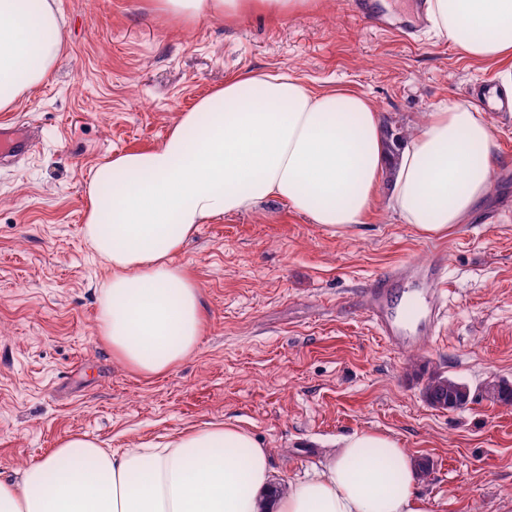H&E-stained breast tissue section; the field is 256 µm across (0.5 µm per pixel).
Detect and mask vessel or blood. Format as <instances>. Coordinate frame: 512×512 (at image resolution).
Instances as JSON below:
<instances>
[{
    "label": "vessel or blood",
    "mask_w": 512,
    "mask_h": 512,
    "mask_svg": "<svg viewBox=\"0 0 512 512\" xmlns=\"http://www.w3.org/2000/svg\"><path fill=\"white\" fill-rule=\"evenodd\" d=\"M353 10L371 27L402 36L413 34L427 24L424 0H412V7L404 13H390L382 9L377 0H353ZM447 253L444 249L431 251L428 261H408L386 271L367 286L368 306L364 311L366 321L376 330L384 342L395 349H411L418 342L405 327V316L423 320L427 332H435L440 324L446 293ZM415 284L405 315L395 314L393 298L396 287L403 281Z\"/></svg>",
    "instance_id": "vessel-or-blood-1"
}]
</instances>
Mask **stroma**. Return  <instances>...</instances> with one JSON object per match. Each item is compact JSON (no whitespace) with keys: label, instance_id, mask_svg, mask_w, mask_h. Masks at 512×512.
Returning <instances> with one entry per match:
<instances>
[{"label":"stroma","instance_id":"35a3bbf8","mask_svg":"<svg viewBox=\"0 0 512 512\" xmlns=\"http://www.w3.org/2000/svg\"><path fill=\"white\" fill-rule=\"evenodd\" d=\"M351 2L230 23L172 16L158 0H54L60 55L0 111V125L35 139L29 153L0 162L1 478L70 434L121 450L225 421L270 449L283 489L340 438L379 431L429 463L418 491L430 512H512V406L484 392L512 381V112L492 115L502 160L494 194L448 234H416L383 195L344 235L268 199L201 225L173 257L203 305L192 355L144 376L98 332L112 271L83 236L92 171L113 154L158 146L228 75L276 70L315 89L348 88L395 133L496 78L494 64L430 30L404 39L371 29ZM438 244L448 254L441 331L392 350L362 315L363 287ZM433 372L469 384L471 402L454 412L428 405Z\"/></svg>","mask_w":512,"mask_h":512}]
</instances>
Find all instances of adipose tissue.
<instances>
[{
    "label": "adipose tissue",
    "instance_id": "adipose-tissue-1",
    "mask_svg": "<svg viewBox=\"0 0 512 512\" xmlns=\"http://www.w3.org/2000/svg\"><path fill=\"white\" fill-rule=\"evenodd\" d=\"M168 12L228 19L282 16L311 0H163ZM435 34L495 63L512 89V0H427ZM62 46L52 0H0V111L48 74ZM489 114L452 99L386 148L372 102L309 88L298 76L243 71L181 113L161 145L113 155L90 181L84 236L112 270L100 334L135 371L162 374L195 352L197 284L170 257L200 225L275 198L312 223L353 231L387 189L420 236L465 223L493 191L499 159ZM270 451L251 431L215 422L161 444L110 451L88 436L0 478V512H429L418 467L377 432L343 437L312 475L274 492Z\"/></svg>",
    "mask_w": 512,
    "mask_h": 512
}]
</instances>
